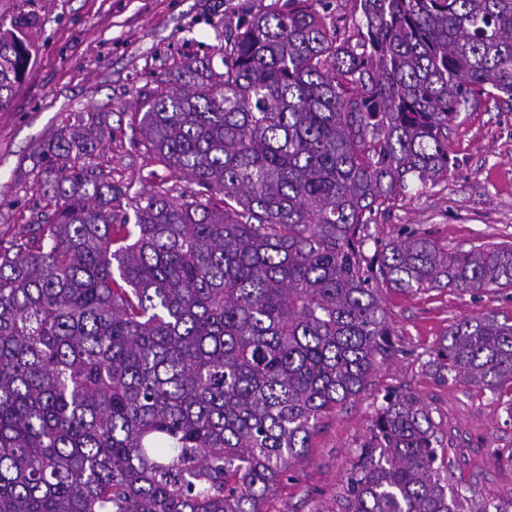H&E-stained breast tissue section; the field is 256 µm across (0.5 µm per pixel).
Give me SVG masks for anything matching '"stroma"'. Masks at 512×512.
Listing matches in <instances>:
<instances>
[{
	"label": "stroma",
	"mask_w": 512,
	"mask_h": 512,
	"mask_svg": "<svg viewBox=\"0 0 512 512\" xmlns=\"http://www.w3.org/2000/svg\"><path fill=\"white\" fill-rule=\"evenodd\" d=\"M271 0H48L49 20L34 33L38 56L0 110V240L45 223L54 209L41 150L61 127L109 106L112 133L95 164L112 185V209L133 216L151 193L180 197L186 187L139 143L132 122L143 90L176 62L211 54L210 5L234 17ZM450 169L436 186L410 185L388 213L375 214L365 255L376 244L425 231L452 250L512 244V106L470 102L448 139ZM392 355L378 360L367 384L319 423L303 458L267 494L262 512H334L347 471L370 420L390 390H407L431 411L451 483L482 501L512 493V393L500 394L429 369V351L449 326L492 311L512 316V288L491 293L433 288L381 293Z\"/></svg>",
	"instance_id": "obj_1"
}]
</instances>
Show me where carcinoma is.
Here are the masks:
<instances>
[{"label":"carcinoma","mask_w":512,"mask_h":512,"mask_svg":"<svg viewBox=\"0 0 512 512\" xmlns=\"http://www.w3.org/2000/svg\"><path fill=\"white\" fill-rule=\"evenodd\" d=\"M0 20V110L29 69L39 4ZM323 0L207 23L217 51L143 91L141 144L196 186L112 213L91 163L102 113L43 149L51 223L0 242V512H262L321 419L392 353L384 287L512 288V244L427 233L364 255L375 212L448 176L460 107L512 101V0ZM428 364L512 387V317L448 328ZM436 426L384 397L339 512H464ZM321 7L339 26L342 37H351L352 42H356V37L353 35L356 34L355 23L358 20L359 12L356 13L355 0H324L319 8L322 11Z\"/></svg>","instance_id":"cac0c4a2"}]
</instances>
